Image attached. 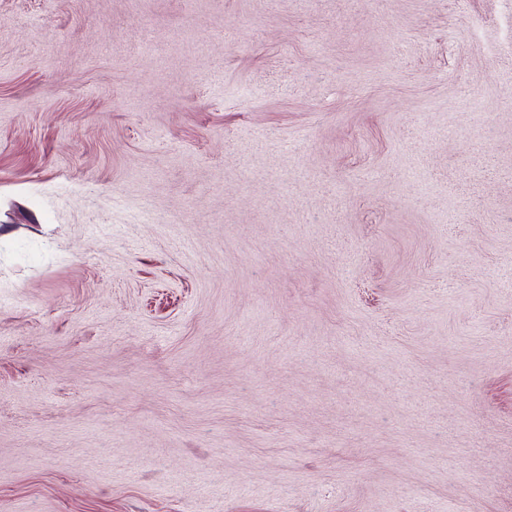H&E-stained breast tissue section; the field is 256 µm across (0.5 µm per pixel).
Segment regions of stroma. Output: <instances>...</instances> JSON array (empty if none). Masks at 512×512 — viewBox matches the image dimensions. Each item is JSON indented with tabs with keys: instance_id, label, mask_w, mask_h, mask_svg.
Here are the masks:
<instances>
[{
	"instance_id": "obj_1",
	"label": "stroma",
	"mask_w": 512,
	"mask_h": 512,
	"mask_svg": "<svg viewBox=\"0 0 512 512\" xmlns=\"http://www.w3.org/2000/svg\"><path fill=\"white\" fill-rule=\"evenodd\" d=\"M0 512H512V0H0Z\"/></svg>"
}]
</instances>
